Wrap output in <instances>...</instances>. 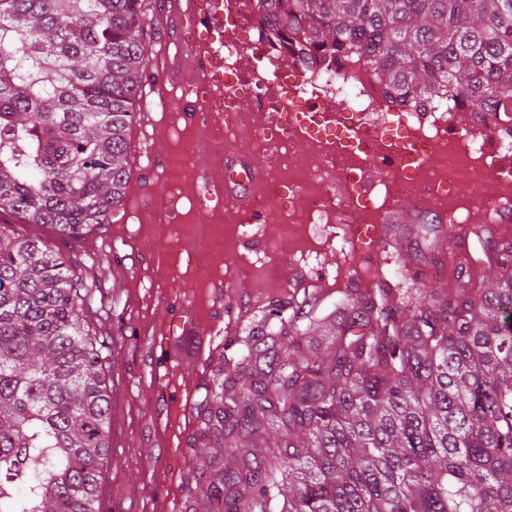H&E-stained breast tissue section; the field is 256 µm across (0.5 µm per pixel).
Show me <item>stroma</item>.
I'll return each mask as SVG.
<instances>
[{
	"label": "stroma",
	"instance_id": "stroma-1",
	"mask_svg": "<svg viewBox=\"0 0 512 512\" xmlns=\"http://www.w3.org/2000/svg\"><path fill=\"white\" fill-rule=\"evenodd\" d=\"M146 131L155 139L159 157L193 148L195 162H204L210 134L195 120L174 112L155 111ZM146 179L141 190H127L112 223L73 240L51 226L23 223L10 212L0 222L22 238H41L71 261L76 278L94 287L93 303L82 313L88 332L103 340L102 355L110 385L111 449L102 467V485L110 512H209L206 501L190 496L193 438L199 423L192 409L217 367L208 335L193 325L160 334L162 323L178 319L194 307L206 321L241 320L256 326L268 311L293 302L279 280L265 276L267 267L280 274L297 267L307 275L325 273L335 279L351 258L342 248L334 225L336 201L328 199L324 224L311 225L304 236L281 238L273 220L254 223L240 213L242 224H254L255 238L231 244V261L214 254L192 255L176 248L180 225L210 224L224 219L223 206L204 201L201 184L169 182L164 166L141 163ZM160 192L174 204L179 221L163 226L150 222L145 200ZM391 232L415 255H425L418 284L448 290L456 285L451 259L438 257L439 239L447 225L434 216L393 225ZM247 272L255 287L244 296L213 297L210 285Z\"/></svg>",
	"mask_w": 512,
	"mask_h": 512
}]
</instances>
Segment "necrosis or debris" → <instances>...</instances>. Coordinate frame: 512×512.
Returning a JSON list of instances; mask_svg holds the SVG:
<instances>
[{"mask_svg": "<svg viewBox=\"0 0 512 512\" xmlns=\"http://www.w3.org/2000/svg\"><path fill=\"white\" fill-rule=\"evenodd\" d=\"M224 26L231 34L224 39V127L223 139H230L246 111L253 112H327L343 106L351 123L363 124L364 140L387 133L385 124H373L375 113H391L396 133L421 130L427 154L417 168L399 172L396 192L402 197L420 195L428 186L444 189L449 173L462 171L480 188V204L492 206L499 184L483 162L484 145L448 135V115L440 113L433 126L420 127L419 113L428 111L425 103L402 104L359 64L312 58L305 66H295L292 51L276 44L268 34L269 24L252 9V0H223ZM286 129L261 131L252 142L256 152L276 150L265 198L283 197L285 192L302 193L307 206L303 211L280 206L275 214L285 236L297 238L311 224L323 223L326 216L325 173L327 163L317 153L295 150L286 144Z\"/></svg>", "mask_w": 512, "mask_h": 512, "instance_id": "4bbe7bcc", "label": "necrosis or debris"}]
</instances>
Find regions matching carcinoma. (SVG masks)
Here are the masks:
<instances>
[{
  "instance_id": "cac0c4a2",
  "label": "carcinoma",
  "mask_w": 512,
  "mask_h": 512,
  "mask_svg": "<svg viewBox=\"0 0 512 512\" xmlns=\"http://www.w3.org/2000/svg\"><path fill=\"white\" fill-rule=\"evenodd\" d=\"M300 55L356 57L405 102L512 113V0H254ZM143 0H0V212L73 238L111 223L147 79ZM400 281L272 313L213 373L200 495L215 512H512V274L441 295ZM69 260L0 224V512H97L103 344ZM277 448L257 453L269 431ZM213 439L234 464L203 483ZM23 483L26 492L18 494Z\"/></svg>"
}]
</instances>
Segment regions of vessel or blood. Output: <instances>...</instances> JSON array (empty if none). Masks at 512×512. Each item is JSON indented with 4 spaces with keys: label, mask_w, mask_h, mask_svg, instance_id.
<instances>
[{
    "label": "vessel or blood",
    "mask_w": 512,
    "mask_h": 512,
    "mask_svg": "<svg viewBox=\"0 0 512 512\" xmlns=\"http://www.w3.org/2000/svg\"><path fill=\"white\" fill-rule=\"evenodd\" d=\"M221 0H173V13L179 25H203L211 32L223 31L224 13L219 8ZM187 52L194 57L196 65L190 82L184 84V93L204 89L208 97L215 101L223 100L224 86L217 79V74L224 67V50L214 45L211 37L190 42ZM171 71L154 74L149 85L152 95L143 99L144 111H153L154 107H167L171 98L166 88L172 81ZM293 144H303L317 150L323 156L336 155L340 143L335 139L316 140L309 136L305 127H295ZM488 167L492 175L501 183L502 192L493 211L482 212L481 221L495 225L499 236L512 235V157L487 151ZM422 151L416 134H407L398 139L385 136L374 137L367 144L364 152L354 154L353 166L357 171L356 181L350 182L337 177L333 180L332 190L341 201L340 212L344 224L346 239L355 241L368 239V256L361 260L347 263L343 268V279L353 282L360 288H371L377 282L371 273V258L377 254L387 253L392 243L388 232L391 224L401 217L415 218L427 213L434 214L440 223L450 225L453 239L459 245H466V229L470 222L466 215L469 196L463 190L470 181L463 176H449L448 184L453 189L448 200H441L435 191L421 195L402 198L396 193L392 178L383 176L380 162L390 163L418 162ZM195 172L203 182V188L209 197L224 201L235 212H251L255 209V193L262 189L268 179L269 168L255 162L252 157L239 161L225 162L220 175H213L210 164H200ZM384 191V203L369 212L354 211L352 203L357 199H370L376 191ZM147 211L151 222L174 224L178 213L166 198L158 196L150 199Z\"/></svg>",
    "instance_id": "obj_1"
}]
</instances>
